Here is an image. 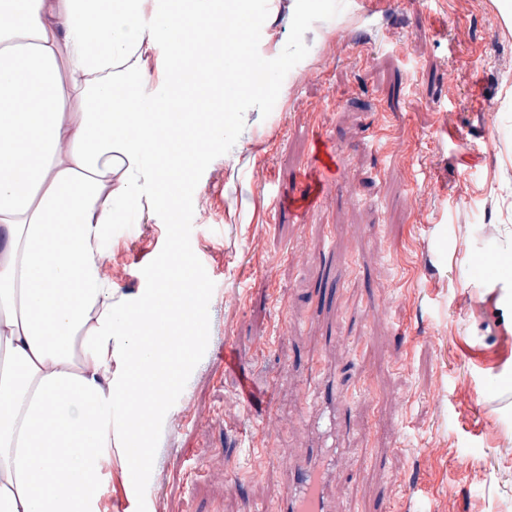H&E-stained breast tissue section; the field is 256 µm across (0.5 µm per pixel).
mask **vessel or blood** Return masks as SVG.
Returning <instances> with one entry per match:
<instances>
[{
    "instance_id": "vessel-or-blood-1",
    "label": "vessel or blood",
    "mask_w": 512,
    "mask_h": 512,
    "mask_svg": "<svg viewBox=\"0 0 512 512\" xmlns=\"http://www.w3.org/2000/svg\"><path fill=\"white\" fill-rule=\"evenodd\" d=\"M228 40L224 32L216 31L204 37H191L188 47L198 54L223 57ZM346 407L333 399H326L315 412L321 434L337 438L342 434ZM335 454L322 448H291L285 452L288 494L283 512H336L337 493L330 468Z\"/></svg>"
}]
</instances>
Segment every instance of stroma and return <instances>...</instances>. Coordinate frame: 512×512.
Here are the masks:
<instances>
[{
    "instance_id": "obj_1",
    "label": "stroma",
    "mask_w": 512,
    "mask_h": 512,
    "mask_svg": "<svg viewBox=\"0 0 512 512\" xmlns=\"http://www.w3.org/2000/svg\"><path fill=\"white\" fill-rule=\"evenodd\" d=\"M504 2L257 0L267 90L238 101L178 220L112 227L129 301L176 241L200 306L155 475L132 491L113 468L105 503L280 512L283 449L327 444L326 380L348 402L337 512H512V288L471 272L512 225ZM318 141L335 168L313 169Z\"/></svg>"
}]
</instances>
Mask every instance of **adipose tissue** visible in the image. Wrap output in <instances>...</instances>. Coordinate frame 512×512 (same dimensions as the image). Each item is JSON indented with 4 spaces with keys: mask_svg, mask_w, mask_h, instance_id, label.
Returning <instances> with one entry per match:
<instances>
[{
    "mask_svg": "<svg viewBox=\"0 0 512 512\" xmlns=\"http://www.w3.org/2000/svg\"><path fill=\"white\" fill-rule=\"evenodd\" d=\"M252 15V0H0V512H101L107 466L132 487L151 475L153 424L125 399L158 412L192 362L194 268L172 246L145 333L96 261L113 225L178 208L222 130L212 90L230 106L266 88L244 47L230 63L185 51Z\"/></svg>",
    "mask_w": 512,
    "mask_h": 512,
    "instance_id": "ef3b65f1",
    "label": "adipose tissue"
}]
</instances>
